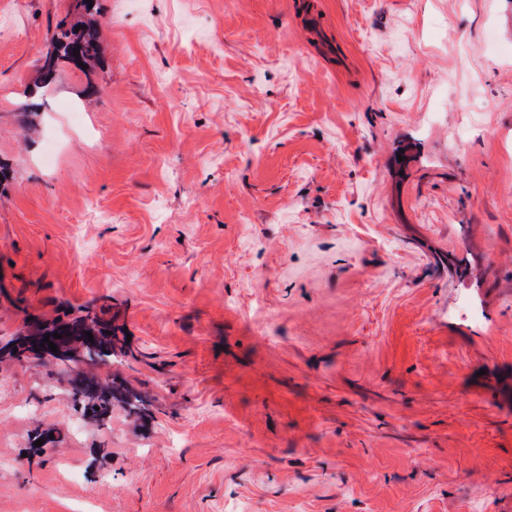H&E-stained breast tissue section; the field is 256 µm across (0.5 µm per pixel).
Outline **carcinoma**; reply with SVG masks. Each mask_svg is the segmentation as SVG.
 Instances as JSON below:
<instances>
[{
	"label": "carcinoma",
	"instance_id": "1",
	"mask_svg": "<svg viewBox=\"0 0 512 512\" xmlns=\"http://www.w3.org/2000/svg\"><path fill=\"white\" fill-rule=\"evenodd\" d=\"M77 14L70 21H59L54 28L48 30L52 46L50 52L41 58L40 70L43 82L49 85L54 80L60 63H68L74 67L84 64L91 67L101 59L102 47L99 38V21L95 18L93 9L89 8V0H76ZM79 50V56H74L73 50ZM110 327L100 317L89 310L67 321L40 323L26 331L27 342L32 343L43 336L58 333L65 336L68 347L85 348L88 345L86 333H92L94 345L98 353V361L103 365L120 362L125 352L118 348L119 339L106 334ZM118 400L135 413L146 410L143 397L127 390L122 384L111 381L102 386L97 397L98 406L106 411L112 406V400Z\"/></svg>",
	"mask_w": 512,
	"mask_h": 512
}]
</instances>
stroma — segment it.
Masks as SVG:
<instances>
[{
    "instance_id": "1",
    "label": "stroma",
    "mask_w": 512,
    "mask_h": 512,
    "mask_svg": "<svg viewBox=\"0 0 512 512\" xmlns=\"http://www.w3.org/2000/svg\"><path fill=\"white\" fill-rule=\"evenodd\" d=\"M74 4L0 0V512H512V0H98L25 111ZM93 1L77 0V14L68 22L66 19L59 21L54 29H48L49 41L52 46L40 59V70L45 85H50L54 80L60 63H68L83 71L78 61H81L86 68L98 63L101 59L102 47L99 38V21L93 12ZM92 3V8H89ZM80 26L78 32L75 27ZM79 50V57L74 56L73 50ZM106 331L111 332V335H107ZM85 332H91L94 338V345L96 346L98 353L97 363L103 365H112L122 361L121 358L125 356V352L118 348L119 339L116 336H112V329L96 314H92L90 310H83L79 315L71 317L68 321H54L50 323H40L33 327H30L26 331V338L28 343H32L41 339L46 334L53 336V333L62 334L65 336V343L69 348L78 347L86 349L88 345V337ZM49 341L53 342L57 346V353H53L50 347L44 339L40 342L37 341L32 351H29L32 355L40 359H57L61 356V338H49ZM39 349V352H36ZM120 358V359H119ZM79 388L87 396L97 399L99 402L98 406L103 411H107L112 406V399L118 400L123 405L129 407L130 411L134 413H141L146 410L145 400L140 394L125 389L122 384L117 383L114 379L102 386L98 397H96L98 394L96 388H87L81 382L79 383Z\"/></svg>"
}]
</instances>
